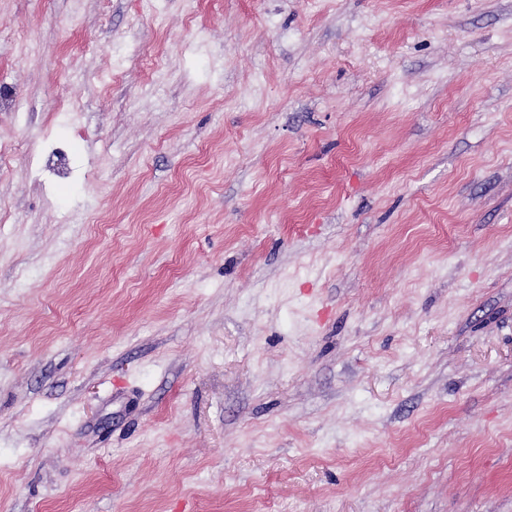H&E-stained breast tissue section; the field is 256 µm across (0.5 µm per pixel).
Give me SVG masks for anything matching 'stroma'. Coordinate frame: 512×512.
Masks as SVG:
<instances>
[{
    "label": "stroma",
    "mask_w": 512,
    "mask_h": 512,
    "mask_svg": "<svg viewBox=\"0 0 512 512\" xmlns=\"http://www.w3.org/2000/svg\"><path fill=\"white\" fill-rule=\"evenodd\" d=\"M0 512H512V0H0Z\"/></svg>",
    "instance_id": "35a3bbf8"
}]
</instances>
